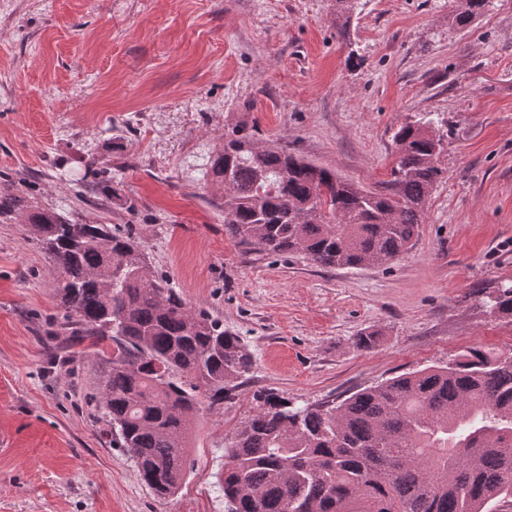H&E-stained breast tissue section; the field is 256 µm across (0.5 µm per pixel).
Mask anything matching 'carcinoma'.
Here are the masks:
<instances>
[{
    "label": "carcinoma",
    "mask_w": 512,
    "mask_h": 512,
    "mask_svg": "<svg viewBox=\"0 0 512 512\" xmlns=\"http://www.w3.org/2000/svg\"><path fill=\"white\" fill-rule=\"evenodd\" d=\"M487 3L465 0L448 23L469 27ZM394 140L399 160L381 190L261 145L243 126L208 154L202 178L218 188L224 226L242 244L326 268L381 266L412 247L443 173V137L429 123L405 124ZM92 174L112 207L137 210L112 173ZM2 219L28 226L58 266L71 334L112 341L105 415L146 486L174 496L199 396L224 403L250 373V352L153 276L131 233L31 211L10 191H0ZM474 295L490 315L512 318V280ZM254 400L224 448L226 512H486L512 498V355L468 348L332 406L275 393Z\"/></svg>",
    "instance_id": "cac0c4a2"
}]
</instances>
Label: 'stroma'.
Listing matches in <instances>:
<instances>
[{"label": "stroma", "mask_w": 512, "mask_h": 512, "mask_svg": "<svg viewBox=\"0 0 512 512\" xmlns=\"http://www.w3.org/2000/svg\"><path fill=\"white\" fill-rule=\"evenodd\" d=\"M454 0H0V190L138 238L154 275L253 358L218 407L200 402L191 468L159 500L99 402L111 341L74 342L56 268L0 223V512H225L224 448L273 391L338 402L477 347L512 353V321L477 288L512 280V0L468 29ZM427 122L446 173L412 247L324 268L224 229L205 154L244 126L364 188L390 178L394 134ZM111 169L138 209L84 182ZM380 332L370 350L364 331Z\"/></svg>", "instance_id": "obj_1"}]
</instances>
